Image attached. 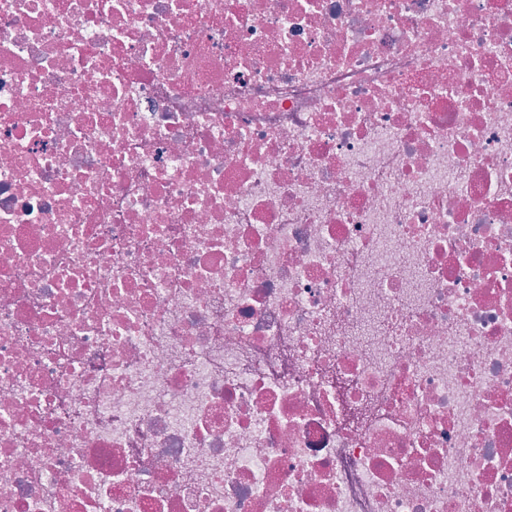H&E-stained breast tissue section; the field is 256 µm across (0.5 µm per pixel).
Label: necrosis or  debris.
I'll use <instances>...</instances> for the list:
<instances>
[{"label":"necrosis or debris","instance_id":"1","mask_svg":"<svg viewBox=\"0 0 512 512\" xmlns=\"http://www.w3.org/2000/svg\"><path fill=\"white\" fill-rule=\"evenodd\" d=\"M0 512H512V0H0Z\"/></svg>","mask_w":512,"mask_h":512}]
</instances>
